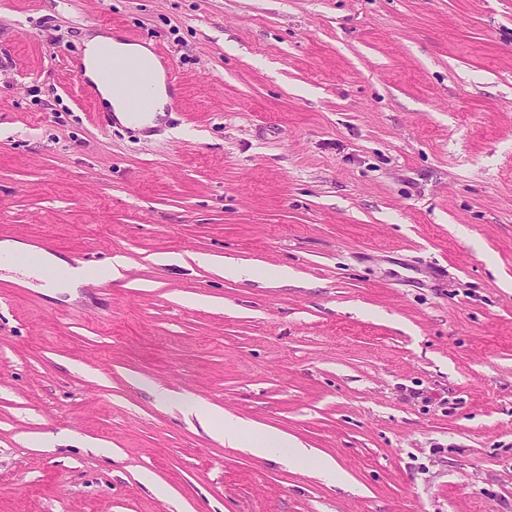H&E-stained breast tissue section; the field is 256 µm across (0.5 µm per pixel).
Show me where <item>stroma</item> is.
<instances>
[{"mask_svg":"<svg viewBox=\"0 0 512 512\" xmlns=\"http://www.w3.org/2000/svg\"><path fill=\"white\" fill-rule=\"evenodd\" d=\"M129 30L181 82L151 138L73 78ZM34 239L127 269L0 268V512H512V0H0V241ZM41 256L42 262L45 265H51L53 267H56L57 269L62 270L65 273L63 281L57 282L50 286L49 288H58L59 286H65L67 288H77L84 283L83 274L81 270L71 267L70 263L67 260L46 252H42ZM181 404L200 413L225 447L240 448L256 456L266 455L272 448H285L284 458L292 462L310 453L287 434L245 421L217 407L200 408L190 399H182Z\"/></svg>","mask_w":512,"mask_h":512,"instance_id":"stroma-1","label":"stroma"}]
</instances>
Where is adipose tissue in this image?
<instances>
[{"mask_svg": "<svg viewBox=\"0 0 512 512\" xmlns=\"http://www.w3.org/2000/svg\"><path fill=\"white\" fill-rule=\"evenodd\" d=\"M106 51L125 59L130 65L148 68L153 75L152 94L158 104H165V78L157 59L149 49L140 44L121 41L109 34L88 37L82 54L85 74L101 97L108 100L119 122L128 125L132 119L123 102L114 97L109 80L98 66L102 53ZM200 414L226 447L239 448L257 456L266 455L274 448H282L286 451V459L292 462L308 454L307 449L302 448L296 439L288 437L287 434L240 419L222 409L204 407Z\"/></svg>", "mask_w": 512, "mask_h": 512, "instance_id": "1", "label": "adipose tissue"}]
</instances>
